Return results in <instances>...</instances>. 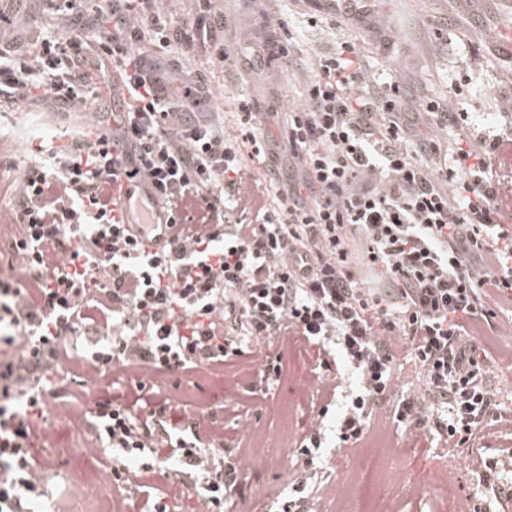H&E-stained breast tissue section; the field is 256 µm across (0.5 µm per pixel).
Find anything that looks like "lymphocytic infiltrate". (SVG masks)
I'll use <instances>...</instances> for the list:
<instances>
[{"mask_svg": "<svg viewBox=\"0 0 512 512\" xmlns=\"http://www.w3.org/2000/svg\"><path fill=\"white\" fill-rule=\"evenodd\" d=\"M109 8L101 35L78 24L30 44L0 38V102L89 110L109 92L94 76L111 64L129 97L96 138L37 146L12 197L22 273L0 277V512H29L41 495L31 451L47 438L39 421L62 365L98 379L131 367L239 380L267 372L288 337L312 348L324 404L299 469L273 493L279 512H310L338 396V440L359 447L403 374L422 391L398 400L394 423L482 467L477 440L512 438L490 369L512 360V345L491 342L504 332L498 315L512 313V178L498 171L496 139L464 131L448 99L409 106L347 38L317 57L305 106L289 115L295 176L260 178L243 151L266 162L265 113L240 105L230 133L204 111V84L171 85L151 64V48L191 49L211 32H173L159 0ZM123 175L147 180L168 212L162 253L113 215ZM160 401L98 403L99 439L122 462L116 481L134 497L169 465L193 481L198 512H224L243 468L217 459L222 426L189 418L214 445L185 439L164 417L171 397Z\"/></svg>", "mask_w": 512, "mask_h": 512, "instance_id": "f902f5d3", "label": "lymphocytic infiltrate"}]
</instances>
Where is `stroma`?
<instances>
[{
	"mask_svg": "<svg viewBox=\"0 0 512 512\" xmlns=\"http://www.w3.org/2000/svg\"><path fill=\"white\" fill-rule=\"evenodd\" d=\"M324 8L323 0H165L162 6L174 28L208 25L215 11H222L224 29L216 42L197 48L183 71L207 80L211 111L227 116L239 104L248 103L257 111L273 113L266 130L278 139L289 112L304 104L305 74L298 70V63L334 49L344 35L360 42L377 78L398 83L410 104L457 94L472 131L496 135L512 122V115L502 110L504 97L512 95V86L504 82L506 63L494 60L488 51L490 33L512 40V0H371L373 15L388 26L390 44L381 50L363 23L346 33L337 29L328 34L310 27L311 16L322 14ZM52 15L44 0H20L0 29L22 33L32 42L47 30ZM266 15L284 20L292 34V58L251 52V45L262 36ZM79 125L89 131L95 128L78 112L53 115L21 101L0 105V178L16 179L33 146L43 140L65 145L70 130ZM306 351L303 343L288 342L282 374L271 372L263 379L225 387L200 374L178 371L163 383L174 399V416L203 411L223 425L224 457L238 454L236 434L243 419L273 435L278 443L274 461L259 460L248 467L226 512H272L269 489L286 487L295 471L299 437L288 426L315 415L320 402L313 369L302 359ZM102 391V384L95 380L67 372L49 397L46 420L64 429L65 435L62 445L45 443L33 450V464L43 470L50 490L49 499L37 504V512H56L60 506L71 512L70 476L78 466L84 468L92 489L84 512H111L118 506L120 493L113 478L118 462L111 451L83 460L81 451L92 439V427L65 429L68 404L94 409ZM370 459L378 464V495L372 498L369 512H443L449 492L467 500L469 512H496L498 507L494 496L480 493V474L470 468L465 456L445 457L424 436L408 432L393 436L375 429L362 447L326 448L321 473L354 485L363 478L364 464ZM153 485L168 512H193L196 489L191 482L178 481L174 473L162 470Z\"/></svg>",
	"mask_w": 512,
	"mask_h": 512,
	"instance_id": "1",
	"label": "stroma"
}]
</instances>
